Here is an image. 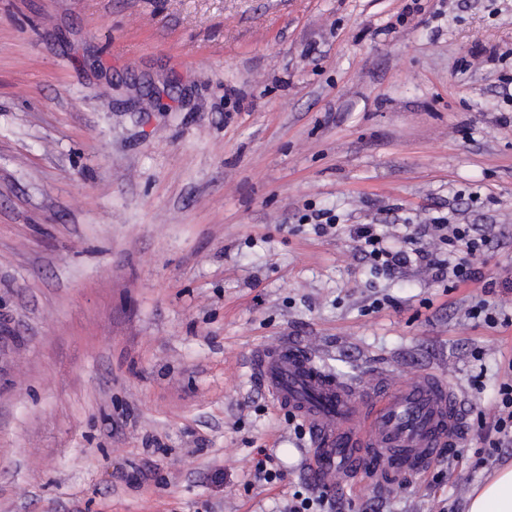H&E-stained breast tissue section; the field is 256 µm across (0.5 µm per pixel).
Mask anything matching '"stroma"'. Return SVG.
Instances as JSON below:
<instances>
[{
  "mask_svg": "<svg viewBox=\"0 0 512 512\" xmlns=\"http://www.w3.org/2000/svg\"><path fill=\"white\" fill-rule=\"evenodd\" d=\"M509 78L512 0H0V512L317 496L249 367L281 336L466 401L461 459L326 512H464L512 463L482 452L512 324L470 318L479 285L375 275L349 230L491 224L478 264L512 279Z\"/></svg>",
  "mask_w": 512,
  "mask_h": 512,
  "instance_id": "1",
  "label": "stroma"
}]
</instances>
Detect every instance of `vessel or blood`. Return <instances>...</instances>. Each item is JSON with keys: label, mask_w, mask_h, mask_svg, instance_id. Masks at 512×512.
Masks as SVG:
<instances>
[{"label": "vessel or blood", "mask_w": 512, "mask_h": 512, "mask_svg": "<svg viewBox=\"0 0 512 512\" xmlns=\"http://www.w3.org/2000/svg\"><path fill=\"white\" fill-rule=\"evenodd\" d=\"M250 366L272 400L305 425L314 475L326 487L361 475L387 488L423 473L465 436L461 393L430 372L403 381L385 373L345 379L288 337L254 350Z\"/></svg>", "instance_id": "b4317fda"}]
</instances>
